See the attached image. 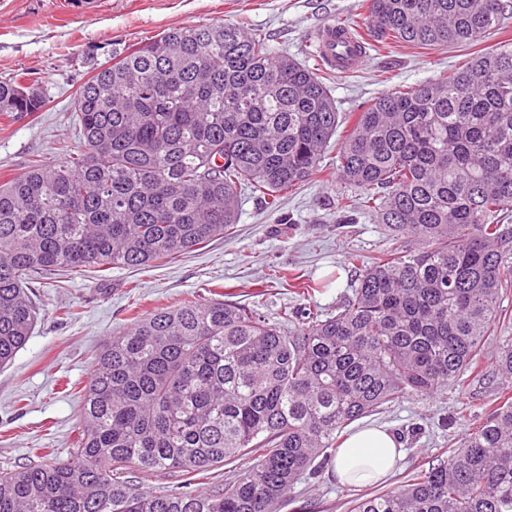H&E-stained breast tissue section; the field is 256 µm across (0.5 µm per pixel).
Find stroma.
Instances as JSON below:
<instances>
[{"mask_svg":"<svg viewBox=\"0 0 512 512\" xmlns=\"http://www.w3.org/2000/svg\"><path fill=\"white\" fill-rule=\"evenodd\" d=\"M364 0H99L86 10L66 0H0V77L29 74L48 100L44 112L9 119L0 115V182L21 174L29 162L60 161L61 146L79 151L74 112L80 80L92 61L172 28L245 21L266 36L274 55L307 67L317 61L312 32L333 21L357 24ZM470 48L401 45L371 48L363 69L330 73L339 111H356L397 85L413 86L449 76L470 57ZM337 144L322 154V172L287 193L277 210L243 195L232 235L183 258L149 268L53 275L37 293V320L26 344L0 369V469L37 463L39 451L66 457L75 442L82 389L94 356L130 323L131 304L141 311L183 297L229 299L262 317L281 320L284 311L311 306L334 312L356 282L349 255L370 259L394 242L375 217L336 221V199L344 193L335 176ZM319 282L303 298L273 286V270ZM500 380L466 374L439 391L410 395L354 421V428L385 425L397 436L403 457L385 482L342 485L326 472L304 475L280 512H350L351 501L397 486L417 467L443 458L460 445L472 424L497 403Z\"/></svg>","mask_w":512,"mask_h":512,"instance_id":"obj_1","label":"stroma"}]
</instances>
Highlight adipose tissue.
I'll use <instances>...</instances> for the list:
<instances>
[{
  "instance_id": "obj_1",
  "label": "adipose tissue",
  "mask_w": 512,
  "mask_h": 512,
  "mask_svg": "<svg viewBox=\"0 0 512 512\" xmlns=\"http://www.w3.org/2000/svg\"><path fill=\"white\" fill-rule=\"evenodd\" d=\"M402 456L397 437L386 427L369 425L350 434L339 448L330 474L337 482L384 481Z\"/></svg>"
}]
</instances>
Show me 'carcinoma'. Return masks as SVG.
Segmentation results:
<instances>
[{"mask_svg":"<svg viewBox=\"0 0 512 512\" xmlns=\"http://www.w3.org/2000/svg\"><path fill=\"white\" fill-rule=\"evenodd\" d=\"M509 19L512 0H366L361 26L383 46L473 47ZM92 68L74 98L83 149L0 183V367L31 334L44 275L151 267L224 238L242 188L276 207L342 124L324 72L243 23L172 29ZM25 89L0 80L1 115L44 111ZM353 117L336 170L359 198L336 211L417 246L351 255L352 294L290 333L225 299L136 318L95 355L68 456L0 469V512H278L349 424L479 367L512 288V42ZM494 365L512 382V345ZM244 456L208 494L142 483ZM351 512H512V401Z\"/></svg>","mask_w":512,"mask_h":512,"instance_id":"obj_1","label":"carcinoma"}]
</instances>
